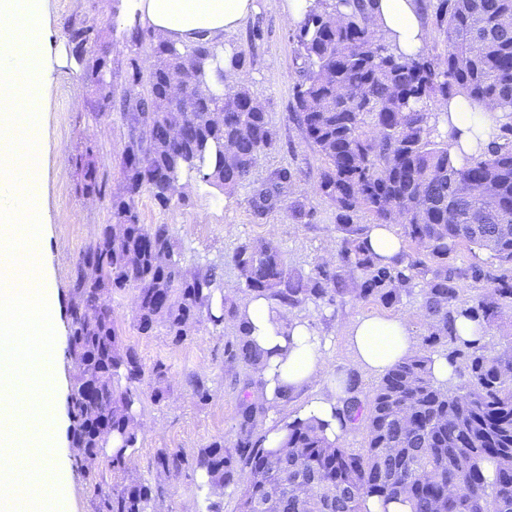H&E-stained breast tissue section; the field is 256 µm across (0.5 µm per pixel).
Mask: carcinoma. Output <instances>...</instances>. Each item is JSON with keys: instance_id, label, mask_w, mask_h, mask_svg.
<instances>
[{"instance_id": "carcinoma-1", "label": "carcinoma", "mask_w": 512, "mask_h": 512, "mask_svg": "<svg viewBox=\"0 0 512 512\" xmlns=\"http://www.w3.org/2000/svg\"><path fill=\"white\" fill-rule=\"evenodd\" d=\"M436 21L447 49L406 53L371 23L366 0H315L293 30L302 59L294 86L297 120L322 159L312 193L336 209L334 260L309 272L288 265L271 239H249L229 255L246 296L300 312L370 301L401 304L422 281V348L388 369L370 390L359 374L346 382L337 416L345 434L360 432L357 448L331 441L327 423L309 417L285 425L278 448L264 446L271 407L257 394L266 361L238 321L240 305L223 297L224 268L183 264L168 224H143L138 200L149 193L162 209L187 175L227 195L253 183L259 157L275 132L262 104L244 83L201 94V78L224 79V58L207 44L176 47L148 27L127 33L144 59L131 58L126 85L107 80L98 31L84 22L66 27L68 43L94 87L101 115L117 109L129 128L120 158L124 184L112 197V222L79 255L70 272V321L65 354L92 388L74 383L67 396L69 441L95 512H156L160 487L130 474L145 403L167 398L168 365L143 364L124 343L112 317V297L134 294L136 327L144 336L162 328L177 344L199 324L233 326L224 364L240 367L234 438L214 440L190 461L158 448L155 468L179 476L191 468L208 490L235 489V512H370L367 500L403 502L410 512H512V0H439ZM462 96L507 121L486 150L451 158L452 139L439 128L448 101ZM297 172L273 171L253 187L249 205L262 218L283 207L311 222L308 197L295 195ZM102 193L88 164L82 195ZM398 227L411 249L385 263L365 245L366 227ZM488 255L489 265L448 264L461 249ZM478 323L465 340L456 321ZM498 337L489 347L486 338ZM445 356L451 378L431 372ZM154 383L150 394L145 381ZM201 404L206 382L189 375ZM112 435L103 469H92L102 435ZM112 473L107 483L106 473Z\"/></svg>"}]
</instances>
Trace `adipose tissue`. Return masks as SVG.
<instances>
[{"mask_svg":"<svg viewBox=\"0 0 512 512\" xmlns=\"http://www.w3.org/2000/svg\"><path fill=\"white\" fill-rule=\"evenodd\" d=\"M144 26L177 45L207 42L223 49L225 33L236 30L256 10V0H133ZM373 23L396 40L403 51L416 52L429 41L420 0H375ZM503 121L499 112H477L462 97L449 106L448 124L458 144L475 154L489 144ZM240 320L252 326L251 336L267 354L263 372L266 399L276 388L298 394L329 373L320 336L308 322L264 298L246 301ZM347 341L354 352L352 371L381 373L415 352L408 321L402 316L366 315L350 323Z\"/></svg>","mask_w":512,"mask_h":512,"instance_id":"adipose-tissue-1","label":"adipose tissue"}]
</instances>
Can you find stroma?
Returning <instances> with one entry per match:
<instances>
[{"label": "stroma", "instance_id": "stroma-1", "mask_svg": "<svg viewBox=\"0 0 512 512\" xmlns=\"http://www.w3.org/2000/svg\"><path fill=\"white\" fill-rule=\"evenodd\" d=\"M85 21L99 33L107 51L109 76L115 86L126 83L131 52L125 33L134 18L128 0H46L41 19L44 77L35 106L44 137L37 150L42 192L38 200L44 217L41 249L57 295V342L68 335L66 308L69 302V273L79 253L96 237L101 225L109 223L112 195L119 191L123 174L119 166L128 141V126L121 112L98 117L97 98L85 81L81 67L71 55L65 37L68 23ZM293 28L265 0H258L255 13L235 32L226 34L225 45L246 56L247 84L263 105L276 134L271 151L262 155L254 178L264 181L281 166L297 169L299 188L315 184L321 159L307 142L295 119L293 86L297 79ZM88 151L100 181L102 195L83 197L82 172L76 167L77 152ZM250 188L232 195L190 182L187 192L175 197L168 209H160L149 195H142V223L170 225L185 265L211 261L224 264V280L239 283L237 271L227 266L228 254L241 241L266 238L284 252L290 266L310 270L335 247L339 236L335 208L320 196L308 197L314 209L311 223L297 224L286 210H275L255 218L248 203ZM420 290L404 296L394 312L406 316L414 336H421ZM389 308L372 302H349L335 310L307 306L302 315L322 336L332 372L347 368L353 351L345 338L346 323L364 315L386 316ZM112 314L126 343L134 345L143 364L163 360L170 368L165 385V402L148 405L142 422L139 448L129 464L141 476L164 490L162 512H204L206 493L200 490V474L186 471L180 477L157 472L153 465L156 449L170 448L196 456L216 439L231 440L238 389L232 372L224 366V340L231 328L197 326L182 343H172L164 330L149 337L136 329L132 294L116 298ZM204 378L211 397L198 405L188 374Z\"/></svg>", "mask_w": 512, "mask_h": 512}]
</instances>
